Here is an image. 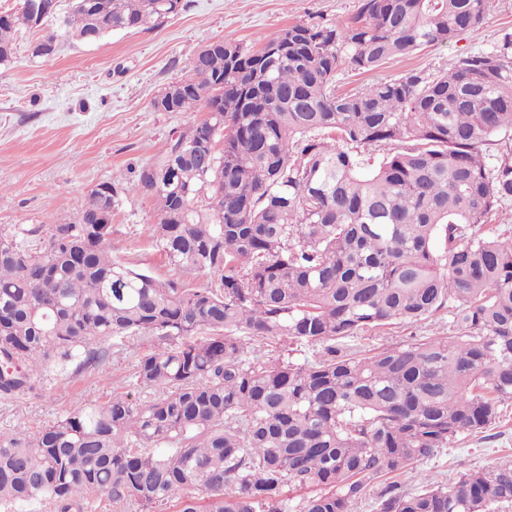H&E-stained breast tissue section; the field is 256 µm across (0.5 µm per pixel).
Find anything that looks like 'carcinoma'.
I'll return each instance as SVG.
<instances>
[{
	"mask_svg": "<svg viewBox=\"0 0 512 512\" xmlns=\"http://www.w3.org/2000/svg\"><path fill=\"white\" fill-rule=\"evenodd\" d=\"M20 0L0 14V64L30 29ZM71 0L67 37L153 29L183 0ZM489 0H361L347 23L298 22L252 50L217 40L169 83L159 112L206 119L137 170L158 205L155 245L184 288L112 255L116 183L69 224L0 232V394L48 369L97 367L94 345L147 333L136 385L34 431L0 433V505L70 512L79 493L179 512H489L512 505V457L451 482L394 478L512 400V32L336 94L342 69L378 70L482 25ZM222 149H217V144ZM211 193L208 215L192 208ZM448 313L456 333L368 350L338 339ZM210 335L205 336L203 332ZM322 344L301 362L254 344Z\"/></svg>",
	"mask_w": 512,
	"mask_h": 512,
	"instance_id": "cac0c4a2",
	"label": "carcinoma"
}]
</instances>
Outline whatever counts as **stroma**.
<instances>
[{"label":"stroma","instance_id":"obj_1","mask_svg":"<svg viewBox=\"0 0 512 512\" xmlns=\"http://www.w3.org/2000/svg\"><path fill=\"white\" fill-rule=\"evenodd\" d=\"M186 3L162 27L116 31L92 43L62 41L48 59L32 55L44 29L17 34L12 62L0 66V230L74 222L80 200L115 179L119 185L112 212L114 256L158 278L178 279L187 288L216 283V275L206 271H174L153 244L157 204L141 188L136 172L176 134L207 115L202 107L159 112L152 106L154 98L170 82L189 75L195 55L211 42L254 47L296 22L323 18L346 23L361 0ZM506 28H512V0H492L478 33L391 61L374 72L338 73L336 90L345 93L411 69H448L461 52L492 47ZM450 331L443 314L422 324L384 329L363 342L341 339L337 345L372 347ZM153 344L148 336L104 343L107 357L98 370L72 367L63 374L51 372L32 391L0 396V431L34 430L90 398L126 392L142 400L156 398L157 390L134 384L136 356ZM500 413L488 433L459 437L433 457L411 465L398 478L402 490H419L425 475L449 481L512 454V401L502 403Z\"/></svg>","mask_w":512,"mask_h":512}]
</instances>
